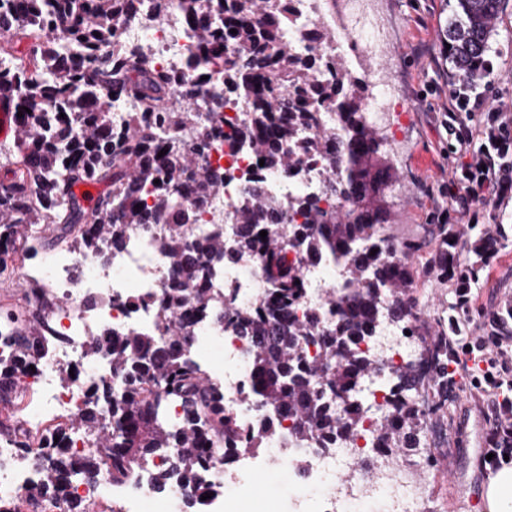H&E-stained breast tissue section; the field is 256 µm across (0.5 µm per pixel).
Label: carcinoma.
Segmentation results:
<instances>
[{
    "instance_id": "cac0c4a2",
    "label": "carcinoma",
    "mask_w": 512,
    "mask_h": 512,
    "mask_svg": "<svg viewBox=\"0 0 512 512\" xmlns=\"http://www.w3.org/2000/svg\"><path fill=\"white\" fill-rule=\"evenodd\" d=\"M133 0H0V56L10 58L16 45L27 41L37 51L18 70H0V96L10 99L19 118L20 134L14 148L26 155L24 168L13 172L11 184L0 191V254L20 242L42 243L35 235L41 225H55L48 246L62 244L84 255L104 239L118 248L135 225L167 217L165 236L157 247L173 274L176 285L160 314L161 328L174 337L166 346L158 337L128 333L105 336L92 352L105 349L112 355V370L124 377L125 393L113 396L93 388L78 413L60 425L43 447L55 449L44 461L39 481L27 496L34 501L65 494L69 478L96 476L101 467L122 485L144 475V460L159 448H176L171 470L151 476L159 491L168 490L172 477L191 486L210 464L207 445L222 441L238 455H249L275 435L268 421L247 428L225 412L224 394L200 375L188 343L196 318L207 311L212 297L204 284L213 269L236 253L261 251L259 261L265 278L275 291L264 307L235 311L236 324L253 345L249 398L270 410L285 411L299 420L297 434L303 440L321 441L328 435H348L357 430L350 414L338 417L322 405L323 385L347 405H355L354 388L370 370L349 346L352 336L373 328L384 312L403 320L413 316L409 265H389L394 239L384 233L396 223L388 194L397 172L386 138L380 128L366 123L364 92L355 87L336 101V87L348 75L345 58L331 62L333 77L318 83L311 77L313 61L302 58L283 38L290 23L289 0H179L196 43L190 63L193 74L179 76L159 69L152 50L141 46L131 55L111 48L113 37L129 22ZM503 0H454L453 13L443 32L450 45L447 56L452 75L471 83L484 75L485 55L494 36V22ZM224 77L239 89L251 88L262 76L277 91L261 100L251 114L249 148L268 164L289 169L298 156L280 150L279 143L295 140L297 134L316 123L317 112L336 102L344 134L336 139L318 134L308 151L332 159V170L323 184V195L339 198L342 210L321 209L310 201L290 200L288 207L256 188L244 197L238 210L241 232L236 247L224 246V232L215 230L200 256L186 237L187 225L196 221L204 205L223 191L224 182L214 173L198 168L206 150L201 140L183 137L201 122L200 113L187 103L204 77L212 52L225 43ZM186 103L168 107L174 89ZM133 98L145 106L129 115L123 129L112 119L111 95ZM163 156H158L160 151ZM165 176L163 190L151 203L139 198L141 190ZM78 184L103 185L94 205L87 209L73 193ZM298 207L306 221L290 237L276 231L265 239L255 235L257 224H281L287 208ZM83 224L96 228L87 234ZM434 249L429 269L442 283L455 288L454 300L436 321L438 330L425 348L423 364L433 369L431 379L415 372L413 364L397 368L403 397L396 411L403 425L389 424L383 439L389 448L406 455L420 447L426 414L416 403L419 386L427 385L439 396V406L448 402V348L439 339L462 326L467 305L461 294L469 291L484 267L497 240V233L483 232L482 249L469 245L453 224H435ZM314 254L327 251L343 260L345 286L340 298L342 325L325 328L317 318L294 323L290 304L300 295L299 266L288 262V245ZM379 246L376 253L369 247ZM312 339L321 348L320 357L307 361L302 343ZM53 341L50 322L39 315L0 344V401L12 403L19 370L41 364ZM182 403L185 426L173 433L163 420L167 404ZM92 435L104 441L106 450L89 456L64 452L72 433ZM21 449L25 458L31 443L16 425L0 422V442Z\"/></svg>"
}]
</instances>
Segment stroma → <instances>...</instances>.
<instances>
[{"label":"stroma","instance_id":"obj_1","mask_svg":"<svg viewBox=\"0 0 512 512\" xmlns=\"http://www.w3.org/2000/svg\"><path fill=\"white\" fill-rule=\"evenodd\" d=\"M452 5L453 0H382L389 27L382 61L393 72L399 95L411 107L402 141L392 153L399 182L391 193L397 221L388 231L395 239H416L424 244L408 260L414 272L411 295L420 312L415 329L422 338L434 332V316L454 297L453 288L439 283L428 269L435 246L429 216L440 200V189L447 187L454 170L462 165L461 159L449 154L454 140L446 127L462 122L477 134L484 126L483 114L445 110L454 82L440 34ZM485 67L477 88L492 86L501 103L512 106V0H506L498 17ZM497 224L505 225L506 233L473 285L487 314L512 299V198L490 197L473 204L460 226L474 240L484 228ZM438 420L439 436L422 431L420 446L412 457L426 476L429 512H484L481 500L488 477L473 448L476 425L488 422L487 403L471 398L469 383H462L454 388L448 408L440 412ZM463 451L468 454L466 471L456 482H449L448 460Z\"/></svg>","mask_w":512,"mask_h":512}]
</instances>
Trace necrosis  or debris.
<instances>
[{
    "instance_id": "1",
    "label": "necrosis or debris",
    "mask_w": 512,
    "mask_h": 512,
    "mask_svg": "<svg viewBox=\"0 0 512 512\" xmlns=\"http://www.w3.org/2000/svg\"><path fill=\"white\" fill-rule=\"evenodd\" d=\"M289 7L295 22L288 26L286 39L301 55L315 57L314 78L325 82L330 58L346 55L351 65L349 81L363 83L366 89L367 122L377 127L399 123L410 107L396 98L391 74L384 67L368 69L363 65L365 55L381 53L387 45L377 0H290ZM321 29L331 33L330 41L317 40ZM115 42L129 53L145 44L152 46L159 66L177 74L187 72L195 52L185 33L178 0H163L156 12L137 0L128 25ZM268 90L263 82L255 88L253 98H235L224 85L223 71L217 70L192 98L193 107L201 114L198 132L209 137L200 163L223 179L224 190L210 200L198 223L190 225L191 242L204 244L218 226L228 238H235L236 209L249 186H260L283 199L318 197L328 165L321 156L307 154L305 147L317 132L340 135L341 115L336 110L321 111L317 124L298 136L294 148L303 154L298 167L284 171L260 164L239 132L250 121L255 99ZM165 231L161 220L139 225L128 233L120 249L104 242L99 252L79 255L64 251L43 265H30L25 249L12 253L9 264L20 272L22 281H39L52 295L51 322L58 337L42 364L20 378L17 419L23 433L37 439L68 422L82 406L92 383L102 381L110 389L125 390L126 382L113 376L109 358L88 355L87 347L109 333L158 334L156 316L173 283L156 247ZM288 259L300 262L303 284L302 297L290 309L291 319L303 321L314 316L335 323L337 308L330 297L344 284L342 268L323 257L300 258L294 251ZM208 286L215 304L193 327L191 356L204 379L223 391L225 410L251 422L262 414L257 405L243 400L251 383V347L224 318L228 307L254 306L271 296L273 287L254 253L226 262L211 275ZM414 328V321L382 317L359 342V350L373 361L374 369L361 377L357 388V431L331 438L323 446L303 443L293 435L291 416L282 411L272 413L278 433L270 442V451L244 458L215 455L205 473L208 499L196 498L194 490L175 483L166 495L168 512H230V500L254 498L257 477L274 467L287 469L291 484L287 494L270 499L266 512H423L418 470L400 459L398 451L387 447L381 436L382 426L396 420V385L391 371L418 360ZM62 367L75 368L76 378L61 383L58 370ZM17 455L15 448L0 443V512H11L40 473L42 457L38 452H31L23 462ZM152 494L147 480L118 486L105 469L94 480L72 483L67 496L52 500L50 512H68L73 499L81 500L91 512H142L143 502Z\"/></svg>"
}]
</instances>
